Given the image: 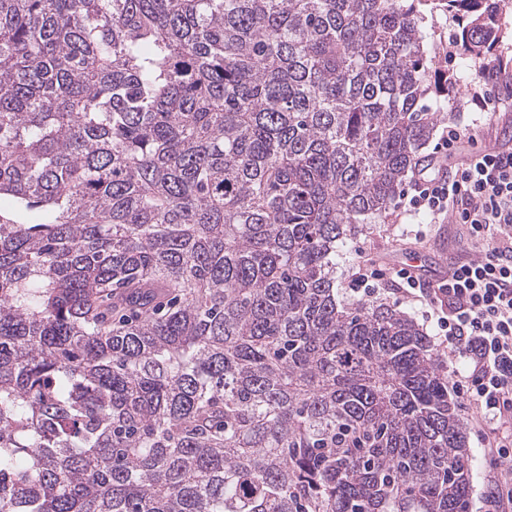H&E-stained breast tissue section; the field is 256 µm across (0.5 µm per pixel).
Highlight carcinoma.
Returning a JSON list of instances; mask_svg holds the SVG:
<instances>
[{
	"label": "carcinoma",
	"mask_w": 512,
	"mask_h": 512,
	"mask_svg": "<svg viewBox=\"0 0 512 512\" xmlns=\"http://www.w3.org/2000/svg\"><path fill=\"white\" fill-rule=\"evenodd\" d=\"M0 0V512H471L448 367L336 298L505 0ZM433 6L434 5L430 2L418 5V10L423 17L420 26L431 36V40L435 47L438 48L440 43V47L436 53L438 71L442 74H446V70L448 72V67H452L458 58L455 48L449 44L452 43V31L456 24L448 17V14H445L441 10H435ZM443 36L445 39H440ZM445 40H448V43L447 41L445 42ZM448 51H452L454 54L450 58H448Z\"/></svg>",
	"instance_id": "carcinoma-1"
}]
</instances>
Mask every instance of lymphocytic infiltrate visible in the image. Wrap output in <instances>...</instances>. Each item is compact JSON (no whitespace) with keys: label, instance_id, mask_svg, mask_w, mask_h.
I'll return each mask as SVG.
<instances>
[{"label":"lymphocytic infiltrate","instance_id":"obj_1","mask_svg":"<svg viewBox=\"0 0 512 512\" xmlns=\"http://www.w3.org/2000/svg\"><path fill=\"white\" fill-rule=\"evenodd\" d=\"M476 142L475 129L445 126L436 158L412 178L397 210L402 219L461 225L478 257L459 261L435 283L409 266L395 275L460 366L452 387L491 463L488 512H512V148L485 150ZM465 143L472 152L449 166L448 154Z\"/></svg>","mask_w":512,"mask_h":512}]
</instances>
